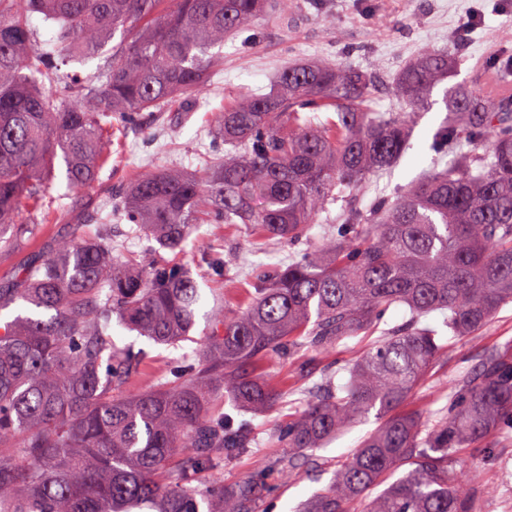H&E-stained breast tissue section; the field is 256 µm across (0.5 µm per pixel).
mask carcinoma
<instances>
[{
  "mask_svg": "<svg viewBox=\"0 0 512 512\" xmlns=\"http://www.w3.org/2000/svg\"><path fill=\"white\" fill-rule=\"evenodd\" d=\"M323 0H0V251L35 239L64 208L46 196L62 159L68 191L101 182L106 145L124 127L147 128L193 92L224 58V35L283 20ZM38 15L55 27L38 42ZM103 58L92 73L67 67ZM456 57L423 47L397 74L407 112H377L371 78L333 60L281 72L215 116L226 156L198 170L161 168L99 200L96 232L60 237L0 284V512H259L268 478L295 480L312 452L370 415L377 427L299 512H477L457 477L462 449L478 448L512 418V340L464 375L459 400L423 417L406 409L448 356L444 332L472 334L512 303V93L481 86L451 98L435 148L448 167L392 199L348 204L335 235L256 280L230 314L214 298L207 336L151 389L127 394L148 360L118 346L112 319L148 340L189 338L204 296L182 267L113 251L112 216L161 248L182 249L202 224H246L267 240L297 242L340 195L401 159L417 111L451 76ZM26 209L41 218L19 222ZM409 316L380 329L386 311ZM442 324L422 322L431 313ZM381 332L276 429L288 453L226 489L200 475L256 452L247 413L268 411L277 390L257 372L268 357L328 354ZM231 411H224V405ZM402 474L376 498L371 489Z\"/></svg>",
  "mask_w": 512,
  "mask_h": 512,
  "instance_id": "carcinoma-1",
  "label": "carcinoma"
}]
</instances>
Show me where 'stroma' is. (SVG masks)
I'll return each instance as SVG.
<instances>
[{"mask_svg":"<svg viewBox=\"0 0 512 512\" xmlns=\"http://www.w3.org/2000/svg\"><path fill=\"white\" fill-rule=\"evenodd\" d=\"M255 31L258 42L250 47L244 45L242 35L225 36L224 70L197 89L195 112L185 116L170 108L150 129L132 127L125 130L121 140L113 141L102 185L82 195L66 196L59 221L44 225L37 240L0 252V280L11 277L31 255L45 251L56 238L93 229L95 202L112 187L124 185L152 167L196 169L199 154L213 141L215 115L223 111L225 98L246 88L269 91L278 73L289 66L325 58L376 73L379 86L374 107L380 112L399 111L388 84L424 46L455 51L458 64L452 84L466 87L482 82L495 61L512 57V0H501L497 7L491 0H330L325 14L305 12L285 27L271 19L256 25ZM445 90V85H438L429 109L418 114L410 147L400 162L371 176L359 189L362 204H369L379 190L396 196L420 175L445 167L446 156L430 148L435 131L448 117ZM345 206L342 198L330 205L328 212L308 225L301 243L295 245L257 240L243 224H204L192 234L184 250L161 251L156 242L146 238H128L127 222L117 218L112 221V240L132 251H157L159 258L187 268L205 294L233 302L250 288L254 268L288 265L299 252L322 243L335 230V219ZM212 251L224 256L223 275H210L201 269L203 257ZM113 337L117 345L132 342L149 353L147 365L128 384L132 393L150 388L171 360L199 348L192 341L176 347L157 345L120 327L115 328ZM511 338L512 304L479 332L451 338L447 359L439 361L419 387L410 410H436L451 404L459 392L461 375L477 368L487 348ZM359 352V345L348 342L340 351L313 361L305 375L297 372L293 361L265 360L259 372L280 389L281 399L273 410L252 418L261 441L258 452L225 464L215 473V481L230 486L263 470L267 460L280 453L270 439L274 426L310 400L324 369L339 368ZM376 426L372 419L361 422L317 450L319 476L305 474L295 481L272 484L260 512H294L299 503L329 482L338 460ZM501 430V435L483 447L466 452L479 467L478 512H512V478L503 476L504 469H512V421L504 420Z\"/></svg>","mask_w":512,"mask_h":512,"instance_id":"1","label":"stroma"}]
</instances>
